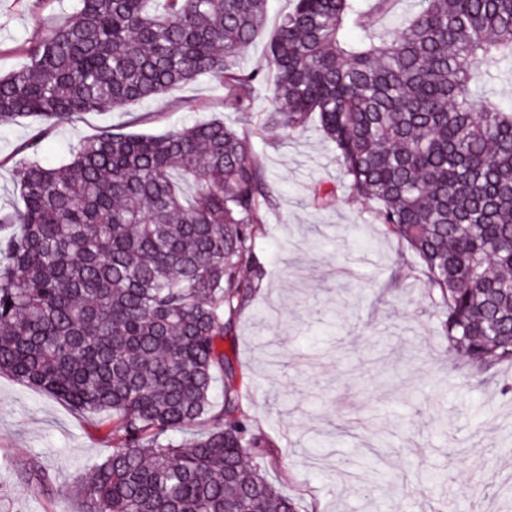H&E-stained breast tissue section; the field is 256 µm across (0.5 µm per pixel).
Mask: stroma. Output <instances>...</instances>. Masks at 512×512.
I'll use <instances>...</instances> for the list:
<instances>
[{"mask_svg": "<svg viewBox=\"0 0 512 512\" xmlns=\"http://www.w3.org/2000/svg\"><path fill=\"white\" fill-rule=\"evenodd\" d=\"M75 0H0V73L26 65L30 43L64 23ZM289 0H269L265 25L241 58L268 69V43ZM268 90L250 110L227 103L202 75L146 104L83 112L52 128L41 157L55 166L71 146L115 128L162 135L220 120L248 141L272 190L255 250L265 276L225 339L246 394L244 410L280 459L271 480L301 512H512V398L496 378L472 375L442 328V309L407 244L371 223L369 202L348 197L340 165L317 123L293 136L264 128ZM0 126V211L21 207L13 169L40 128ZM336 186L334 206L310 199ZM97 416L0 375V512H82L76 477L112 451ZM36 462L53 482H25ZM387 476L367 486L361 472ZM485 491L474 496V482Z\"/></svg>", "mask_w": 512, "mask_h": 512, "instance_id": "35a3bbf8", "label": "stroma"}]
</instances>
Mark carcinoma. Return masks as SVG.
Here are the masks:
<instances>
[{"label":"carcinoma","instance_id":"obj_1","mask_svg":"<svg viewBox=\"0 0 512 512\" xmlns=\"http://www.w3.org/2000/svg\"><path fill=\"white\" fill-rule=\"evenodd\" d=\"M270 74L240 66L268 0H77L66 24L0 76V125H51L151 100L207 74L266 124L311 117L349 194L406 242L451 350L490 379L512 364V0H291ZM14 167L23 207L0 213V374L110 424L112 453L77 482L85 512H300L264 465L224 337L263 277L254 248L271 191L247 141L212 120L164 135L107 131ZM313 203L332 206L318 185ZM250 276H244V272ZM224 379L221 403L212 400ZM195 428L180 444L168 434Z\"/></svg>","mask_w":512,"mask_h":512}]
</instances>
